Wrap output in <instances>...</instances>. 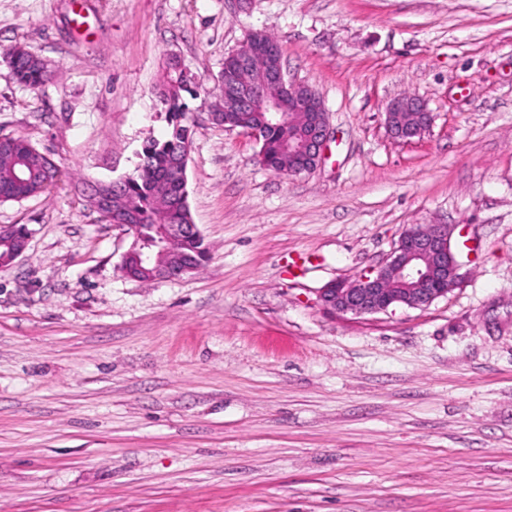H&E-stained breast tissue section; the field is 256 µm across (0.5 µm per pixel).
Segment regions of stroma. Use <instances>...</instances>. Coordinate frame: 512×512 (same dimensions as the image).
Returning a JSON list of instances; mask_svg holds the SVG:
<instances>
[{"label":"stroma","mask_w":512,"mask_h":512,"mask_svg":"<svg viewBox=\"0 0 512 512\" xmlns=\"http://www.w3.org/2000/svg\"><path fill=\"white\" fill-rule=\"evenodd\" d=\"M328 112L326 156L277 175L198 114L186 177L210 250L144 283L85 182L132 173L167 123L166 55L211 94L253 31ZM23 45L50 79L19 84ZM433 115L385 126L400 95ZM65 175L0 202V512H512V0H0V137ZM456 225L460 285L423 309L319 292ZM396 112H400L397 114H402L403 118L409 119L406 122H403L405 127L415 126L419 122V117L414 112H418L423 114L425 117V122L418 129H412L409 131H403L401 129H396L393 125V116ZM432 123V116L427 108V105L416 97H396L388 102L385 108V124L388 132L392 135V137L409 141L415 137H420L424 131L430 126ZM20 227L24 228L23 237L15 238L14 236L10 235L13 231L17 230ZM28 240V230L26 229V227L17 224L0 226V248L2 244L6 246L9 251L8 254H10L11 256V260L9 261V263H3L0 250V265L7 266L12 264L18 256L24 253V251L27 248Z\"/></svg>","instance_id":"1"}]
</instances>
